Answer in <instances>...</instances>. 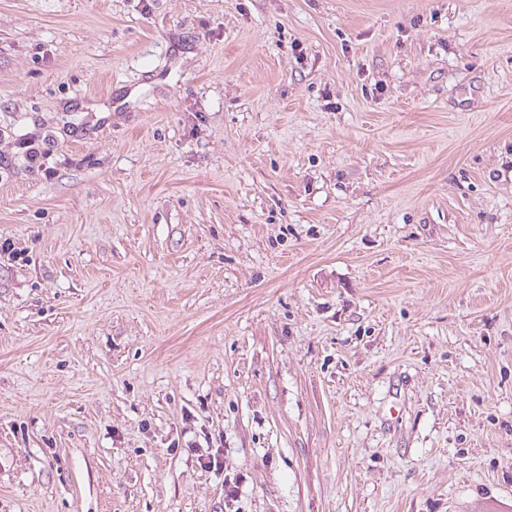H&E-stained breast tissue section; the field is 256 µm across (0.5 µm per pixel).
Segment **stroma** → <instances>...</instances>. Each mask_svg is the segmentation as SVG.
Here are the masks:
<instances>
[{"mask_svg": "<svg viewBox=\"0 0 512 512\" xmlns=\"http://www.w3.org/2000/svg\"><path fill=\"white\" fill-rule=\"evenodd\" d=\"M4 240L0 512H512V0H0Z\"/></svg>", "mask_w": 512, "mask_h": 512, "instance_id": "obj_1", "label": "stroma"}]
</instances>
